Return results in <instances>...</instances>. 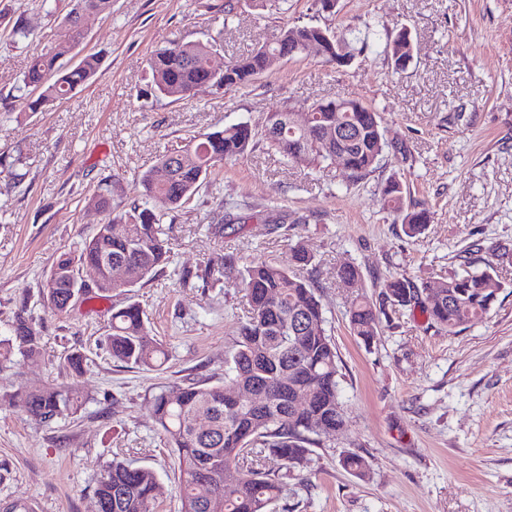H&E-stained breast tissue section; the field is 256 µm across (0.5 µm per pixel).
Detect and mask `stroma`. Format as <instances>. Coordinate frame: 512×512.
Segmentation results:
<instances>
[{
	"instance_id": "1",
	"label": "stroma",
	"mask_w": 512,
	"mask_h": 512,
	"mask_svg": "<svg viewBox=\"0 0 512 512\" xmlns=\"http://www.w3.org/2000/svg\"><path fill=\"white\" fill-rule=\"evenodd\" d=\"M72 7L0 0V339L20 312L41 336L39 355L16 353L0 367V508L95 512L97 483L117 458L153 469L159 512H179L176 456L148 397L190 374L223 380L244 299L229 285L182 284L177 273L223 256L286 265L300 246L313 258L304 275L336 343L349 427L323 435L304 480H288L273 512H512V0H338L330 13L314 0H112L77 44L61 27ZM18 21L27 36L14 35ZM303 25L365 35L369 44L342 68L308 51L246 88L203 86L178 102L149 94L147 59L168 41L213 40L231 59ZM403 26L413 58L398 69L385 47ZM50 49L67 66L99 53L102 75L32 112L17 88L31 58ZM341 97L362 99L381 117L387 147L373 173L355 182L338 163L296 164L257 143L216 169L189 207L153 200L170 249L163 273L65 316L45 307L58 251L108 221L109 211L89 203L97 191L124 210L165 149ZM394 178L408 207L430 212L417 237L383 207ZM227 211L242 223L214 231ZM476 242L481 262L504 281L483 321L450 334L421 310H402L381 318L371 346L352 334L356 299L380 303L387 281L402 274L448 279ZM346 265L359 271L348 286L336 276ZM130 302L166 345L165 369L127 367L104 347L113 308ZM73 351L85 358L78 376L65 366ZM60 383L88 400L49 425L6 400ZM350 452L367 460L366 477L343 468Z\"/></svg>"
}]
</instances>
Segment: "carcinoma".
Wrapping results in <instances>:
<instances>
[{"mask_svg": "<svg viewBox=\"0 0 512 512\" xmlns=\"http://www.w3.org/2000/svg\"><path fill=\"white\" fill-rule=\"evenodd\" d=\"M111 0H76L65 16L68 37L76 40L88 22L107 12ZM284 38L232 60L210 62L201 42L173 41L157 49L149 59L157 94L174 101L188 99L200 84L217 90L243 88L271 68L268 54L276 51L290 59L303 54L304 43L329 36L348 42L344 35L316 26L282 30ZM411 33L401 27L388 51L393 61L410 58ZM100 75V58L84 56L71 67L59 63L56 53L34 56L24 73V88L38 92L27 100L32 112L71 96L78 88ZM341 118L349 135L336 142V118ZM268 124L285 127L282 137H265L269 148L291 160L318 166L343 153L344 169L359 180L375 169L386 147L380 117L357 98H341L315 104L311 130L302 134L289 125V113L277 112ZM256 133L238 123L191 138L184 145L166 150L157 164L140 179L139 198L115 214L109 222L127 227L124 236H111L99 226L89 240L60 252L53 267L76 271L89 263L98 267L99 285L86 299L102 298L118 289L112 282L110 264L127 265L134 285L146 283L170 263V251L160 217L150 201L161 198L172 208L189 204L217 166L243 156L253 145ZM383 205L401 216L405 232L416 236L430 222L425 208L409 209L403 184L393 179L383 189ZM234 261L225 258L206 265L195 277L213 286L224 283ZM237 287L245 291V314L238 322L231 344L224 353V383L210 377L192 376L178 386L164 388L149 398L155 426L179 461L180 512H208V503L222 499V512H270L281 499L283 479L307 467L310 448L319 445L321 428L343 434L348 418L340 397L341 377L336 346L327 335L322 306L315 289L295 271L269 261H252L237 271ZM504 288L496 270L486 264L479 268L467 260L462 272L433 284L407 276L392 278L384 296L394 309H421L430 325L453 332L486 317ZM350 329L365 345L378 334L379 317L374 303L366 298L356 302L348 314ZM320 325L308 331L304 323ZM11 337L0 339V366L14 350L27 356L40 353L41 342L32 321L17 314ZM113 361L130 368L159 369L169 360L167 347L153 335L145 313L136 303L112 309L110 332L105 340ZM235 384L266 397V405H229L224 386ZM308 393V404L296 403ZM87 397L73 386L20 390L9 403L25 415L51 423L80 412ZM202 414L209 431L198 433L190 422ZM343 467L364 477L365 458L349 453ZM156 474L149 468L114 461L98 481L95 495L105 512H157Z\"/></svg>", "mask_w": 512, "mask_h": 512, "instance_id": "carcinoma-1", "label": "carcinoma"}]
</instances>
